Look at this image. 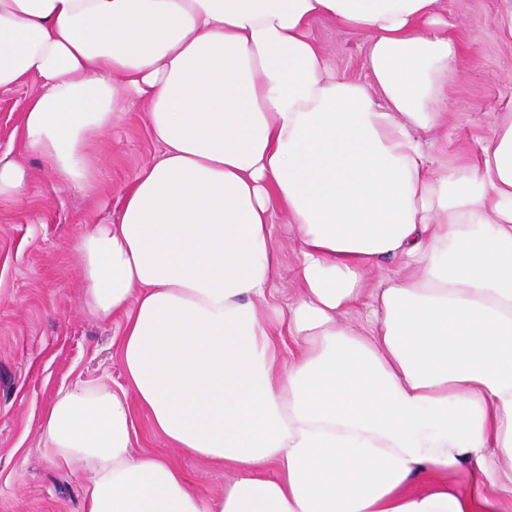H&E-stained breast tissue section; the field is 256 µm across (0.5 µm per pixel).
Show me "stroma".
I'll return each mask as SVG.
<instances>
[{
    "instance_id": "stroma-1",
    "label": "stroma",
    "mask_w": 512,
    "mask_h": 512,
    "mask_svg": "<svg viewBox=\"0 0 512 512\" xmlns=\"http://www.w3.org/2000/svg\"><path fill=\"white\" fill-rule=\"evenodd\" d=\"M456 21L462 52L448 75V149L478 155L502 113L512 110V31L503 20L512 0H440ZM337 75L365 80L364 37L316 21L310 30ZM26 90L0 91V156L26 168L31 195L0 199V512H83L82 480L46 457L39 445L42 416L60 387L80 379L124 385L116 353L120 320L100 321L81 307L82 283L73 244L87 225L114 219L137 173L158 147L131 102L98 148L101 189L87 196L58 186L41 159L21 151L19 126ZM274 232L283 269L281 300L296 294L297 243L284 216ZM137 448L169 457L205 499L224 490L222 468L188 457L158 436L137 412Z\"/></svg>"
}]
</instances>
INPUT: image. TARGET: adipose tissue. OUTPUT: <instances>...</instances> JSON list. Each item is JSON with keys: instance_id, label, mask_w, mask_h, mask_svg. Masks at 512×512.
<instances>
[{"instance_id": "adipose-tissue-1", "label": "adipose tissue", "mask_w": 512, "mask_h": 512, "mask_svg": "<svg viewBox=\"0 0 512 512\" xmlns=\"http://www.w3.org/2000/svg\"><path fill=\"white\" fill-rule=\"evenodd\" d=\"M439 2L0 0V91L32 87L22 146L58 185L98 189L130 98L159 146L74 244L83 309L124 322L125 386L61 387L40 426L85 512H512V113L472 159L434 138ZM318 19L365 36L369 83ZM138 409L223 493L134 454ZM336 69L337 76L366 81L363 67L366 40L327 20L316 21L310 30ZM274 232L282 249L283 269L281 277L275 282L277 294L283 304L288 298L296 296L297 243L294 230L290 228L286 218L276 215Z\"/></svg>"}]
</instances>
